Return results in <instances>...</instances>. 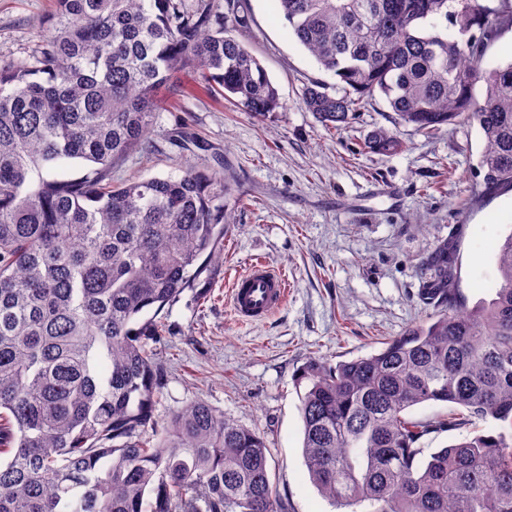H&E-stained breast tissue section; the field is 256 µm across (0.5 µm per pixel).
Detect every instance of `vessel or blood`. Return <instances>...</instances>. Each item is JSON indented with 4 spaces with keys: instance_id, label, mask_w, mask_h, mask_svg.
Segmentation results:
<instances>
[{
    "instance_id": "1",
    "label": "vessel or blood",
    "mask_w": 512,
    "mask_h": 512,
    "mask_svg": "<svg viewBox=\"0 0 512 512\" xmlns=\"http://www.w3.org/2000/svg\"><path fill=\"white\" fill-rule=\"evenodd\" d=\"M287 292V284L279 274L257 263L234 281L231 307L239 319L260 321L284 305Z\"/></svg>"
}]
</instances>
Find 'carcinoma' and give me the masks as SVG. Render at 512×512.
<instances>
[{
	"instance_id": "obj_1",
	"label": "carcinoma",
	"mask_w": 512,
	"mask_h": 512,
	"mask_svg": "<svg viewBox=\"0 0 512 512\" xmlns=\"http://www.w3.org/2000/svg\"><path fill=\"white\" fill-rule=\"evenodd\" d=\"M37 51L0 60V512H288L261 433L200 401L163 427L149 348L157 316L221 259L224 171L113 181L152 148L160 91L186 72L257 116L285 105L234 32L246 0H55ZM297 41L339 77L302 103L340 131L380 94L395 123L423 132L477 123L485 187L512 185V61L483 66L512 5L482 0H278ZM482 83L477 97L474 87ZM364 147L395 154L396 132ZM83 162L76 177L56 174ZM495 296L473 308L455 252L424 263L437 312L376 353L314 359L295 377L309 478L353 512H512V232L496 253ZM452 405L436 426L409 419ZM449 408L450 404L445 402L424 403L413 407L407 416L426 422H434L446 418ZM474 427L469 428H461L454 430H445V431H435L431 432L428 435H425L421 439V446L423 448H427L425 450V456H428L431 452L436 451L438 448H441L446 445L453 444L455 442H459L465 436L473 435Z\"/></svg>"
}]
</instances>
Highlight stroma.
Segmentation results:
<instances>
[{
  "label": "stroma",
  "mask_w": 512,
  "mask_h": 512,
  "mask_svg": "<svg viewBox=\"0 0 512 512\" xmlns=\"http://www.w3.org/2000/svg\"><path fill=\"white\" fill-rule=\"evenodd\" d=\"M243 38L286 105L258 118L199 89L182 73L171 79L156 113L154 154H134L120 179L181 174L186 165L223 157L234 181L223 261L162 314L156 345L164 387L155 408L163 421L202 401L239 425L260 431L272 480L288 512H337L310 482L302 457L295 375L309 360L349 361L434 316L420 293V265L441 240L455 249L459 288L469 304L491 299L496 250L512 233V188L483 189V134L461 123L426 134L395 125L376 97L346 129L329 133L300 100L325 74L299 44L276 0H247ZM53 0H0V58L29 55L39 20ZM396 128L394 155L363 149L367 134ZM389 184L397 203L376 197ZM284 275L288 297L265 320L237 319L233 279L254 261Z\"/></svg>",
  "instance_id": "35a3bbf8"
}]
</instances>
